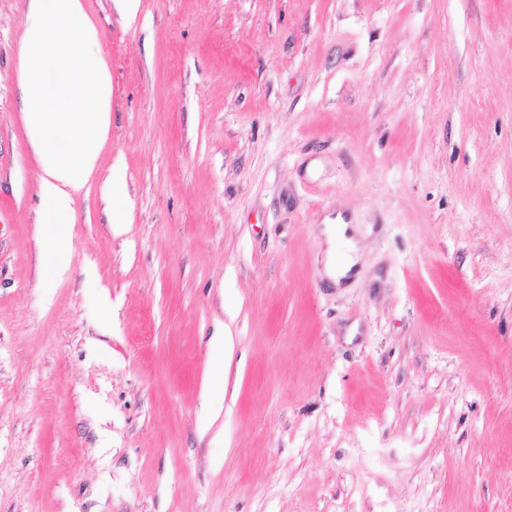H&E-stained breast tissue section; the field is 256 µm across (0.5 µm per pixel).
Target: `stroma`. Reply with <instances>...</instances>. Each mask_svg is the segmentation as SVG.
<instances>
[{
	"label": "stroma",
	"instance_id": "1",
	"mask_svg": "<svg viewBox=\"0 0 512 512\" xmlns=\"http://www.w3.org/2000/svg\"><path fill=\"white\" fill-rule=\"evenodd\" d=\"M83 6L112 125L45 286L0 0V512H512V0ZM349 224L336 223L325 224L324 234L327 240V261L325 264V273L327 277L335 281L336 284L347 276L353 266L358 262L359 255L355 241L346 237L345 233ZM344 248V259L341 262L336 261V250ZM335 255V259H334Z\"/></svg>",
	"mask_w": 512,
	"mask_h": 512
}]
</instances>
